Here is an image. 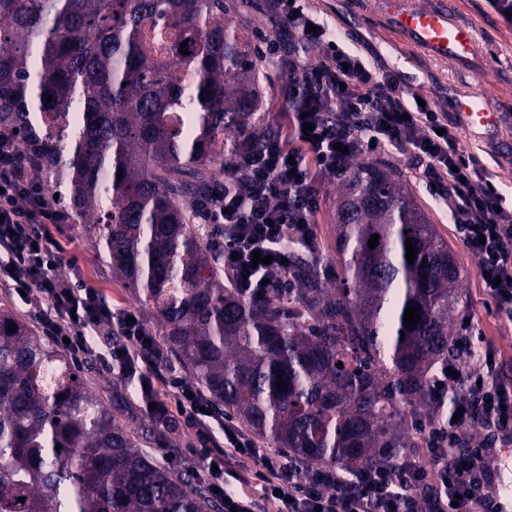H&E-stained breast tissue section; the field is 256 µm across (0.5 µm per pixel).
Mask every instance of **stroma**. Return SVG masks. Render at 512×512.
Here are the masks:
<instances>
[{
  "label": "stroma",
  "instance_id": "35a3bbf8",
  "mask_svg": "<svg viewBox=\"0 0 512 512\" xmlns=\"http://www.w3.org/2000/svg\"><path fill=\"white\" fill-rule=\"evenodd\" d=\"M461 19L470 23L479 45L472 61L463 65L439 63L424 55H414L409 68L417 78L416 93L435 100L447 112L449 123L457 116L448 99V90L462 87L496 101L505 115L503 136L498 140L477 142L465 131L458 130L460 146L475 155L485 166L500 191L512 197V21H506L490 5L489 0H456ZM312 5L335 24L344 44L364 56H376L378 64L397 66L401 57L409 55L406 45L391 43L383 16L375 12L371 0H313ZM402 172L420 207L431 218L439 233L447 240L464 273L463 287L468 299V320L476 344L491 350L496 358L499 380L512 387V322L496 316L490 299L481 285L478 262L463 245L449 211L420 182L408 157L393 153L382 157ZM340 181L321 178L319 207L314 215L315 245L327 258L336 256V200ZM57 238L61 245L58 273L69 280H81L100 291L116 309H136L137 304L127 288L115 282L109 269L99 261L81 240L74 237L69 225H62ZM96 352L82 361L84 378L89 388L119 417L142 429L137 441L139 449L150 459L174 472L200 471L193 454L194 437L185 430L163 431L146 413L134 384L100 364L97 355L105 351L104 340H97Z\"/></svg>",
  "mask_w": 512,
  "mask_h": 512
}]
</instances>
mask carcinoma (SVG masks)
<instances>
[{"label": "carcinoma", "instance_id": "cac0c4a2", "mask_svg": "<svg viewBox=\"0 0 512 512\" xmlns=\"http://www.w3.org/2000/svg\"><path fill=\"white\" fill-rule=\"evenodd\" d=\"M235 9L0 0V134L68 192L71 226L210 401L298 474L392 466L444 404L433 379L457 355L461 266L401 173L361 160L336 202V287L306 252L262 298L224 281L197 204L213 170L263 149L271 128ZM135 439L66 353L0 307V512H224L195 473L158 466Z\"/></svg>", "mask_w": 512, "mask_h": 512}]
</instances>
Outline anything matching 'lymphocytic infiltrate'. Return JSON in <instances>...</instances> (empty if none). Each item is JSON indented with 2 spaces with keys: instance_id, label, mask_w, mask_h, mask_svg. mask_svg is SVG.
<instances>
[{
  "instance_id": "f902f5d3",
  "label": "lymphocytic infiltrate",
  "mask_w": 512,
  "mask_h": 512,
  "mask_svg": "<svg viewBox=\"0 0 512 512\" xmlns=\"http://www.w3.org/2000/svg\"><path fill=\"white\" fill-rule=\"evenodd\" d=\"M279 36L266 37L263 61L288 75L284 90L286 124L262 152L241 151L230 164V179L199 203L210 241L224 270L250 297L266 291V280L287 273L291 244L308 245L318 207V180L342 176L355 160L397 151L416 161L418 177L447 196L448 209L464 246L477 257L483 286L499 317L512 320V203L490 180L476 157L458 143L447 113L434 101L419 103L402 88L400 73L376 68L360 52L338 42L309 0H274ZM321 51L319 66L299 71L286 57L282 38ZM311 123L303 132V123ZM66 221L31 173L26 155L0 141V280L50 313L46 323L68 351H88L92 332L116 331L121 348H110L105 365L137 378L141 391L161 386L172 395L177 415H163V427L190 430L211 489L224 498V512H505V499L485 466L489 450L474 440V427L512 437V389L497 380L490 351L471 333L457 339L458 355L434 379L437 391L455 384L465 391L459 419L439 420L430 444L406 457L399 469L373 466L350 476L333 469L295 475L287 461L258 447L226 423L176 369L141 320L118 312L92 288L61 279L60 249L51 225ZM270 264H254V253ZM224 440H217V432ZM253 462L251 477L238 483L224 475L238 459ZM259 497L244 492L247 482Z\"/></svg>"
}]
</instances>
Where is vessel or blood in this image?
Here are the masks:
<instances>
[{"mask_svg":"<svg viewBox=\"0 0 512 512\" xmlns=\"http://www.w3.org/2000/svg\"><path fill=\"white\" fill-rule=\"evenodd\" d=\"M392 32L413 52L441 63H463L478 51L472 27L456 16L455 0H374ZM460 123L475 138L500 132L502 114L488 100L468 93L454 98Z\"/></svg>","mask_w":512,"mask_h":512,"instance_id":"obj_1","label":"vessel or blood"}]
</instances>
